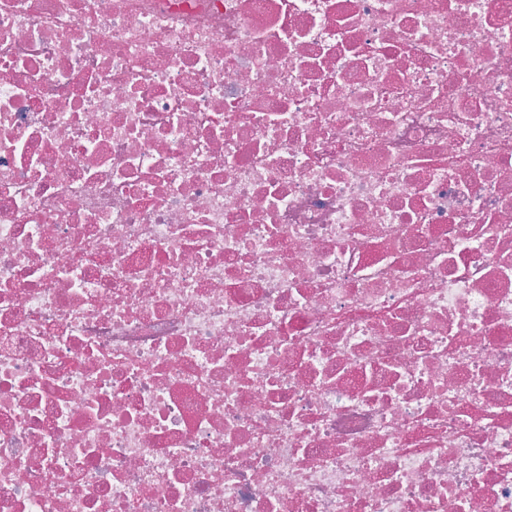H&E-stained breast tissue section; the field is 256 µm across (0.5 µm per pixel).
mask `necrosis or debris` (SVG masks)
I'll use <instances>...</instances> for the list:
<instances>
[{
  "label": "necrosis or debris",
  "instance_id": "4bbe7bcc",
  "mask_svg": "<svg viewBox=\"0 0 512 512\" xmlns=\"http://www.w3.org/2000/svg\"><path fill=\"white\" fill-rule=\"evenodd\" d=\"M0 512H512V0H0Z\"/></svg>",
  "mask_w": 512,
  "mask_h": 512
}]
</instances>
